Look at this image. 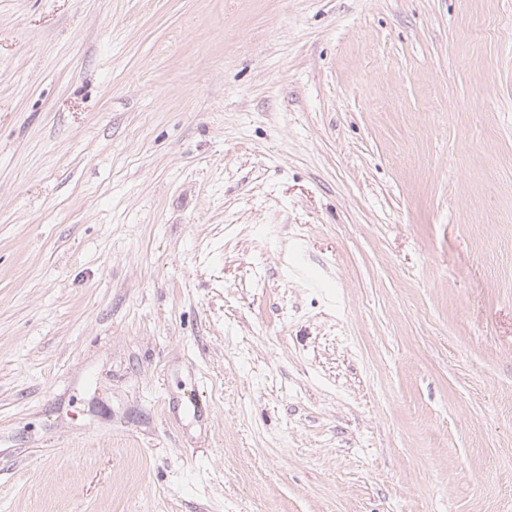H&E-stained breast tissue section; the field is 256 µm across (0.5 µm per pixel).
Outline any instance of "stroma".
<instances>
[{
  "instance_id": "1",
  "label": "stroma",
  "mask_w": 512,
  "mask_h": 512,
  "mask_svg": "<svg viewBox=\"0 0 512 512\" xmlns=\"http://www.w3.org/2000/svg\"><path fill=\"white\" fill-rule=\"evenodd\" d=\"M0 512H512V0H0Z\"/></svg>"
}]
</instances>
